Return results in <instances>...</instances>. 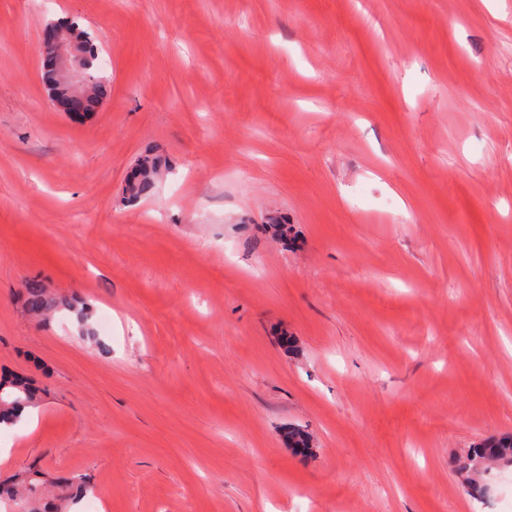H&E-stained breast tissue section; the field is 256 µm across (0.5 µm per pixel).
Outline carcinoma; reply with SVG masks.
I'll use <instances>...</instances> for the list:
<instances>
[{"mask_svg":"<svg viewBox=\"0 0 512 512\" xmlns=\"http://www.w3.org/2000/svg\"><path fill=\"white\" fill-rule=\"evenodd\" d=\"M52 39L43 42L41 53L42 78L46 90L54 92L56 98L65 97L70 101L71 112H92L107 93L108 78L99 65H91L85 73V80L90 86V93L69 92V85L62 79L57 56V44L71 41L94 40L90 30L82 25L76 18L55 21ZM158 174V165L155 161L143 159L133 177L128 181L125 189V198L129 202L138 201L149 192ZM24 305L34 316L43 315L51 306L47 290L38 280L26 283L24 292ZM40 398V389L35 382L20 375H5L0 377V425L11 426L20 418L22 409L36 406ZM288 442L299 452H307L310 448L309 436L300 428H288ZM495 461L499 464L512 463V436H504L485 443L474 450L473 454L462 463L461 469L478 474L486 462ZM46 484L44 472L35 465H31L16 474L0 479V500L26 495L30 502L29 512H64L67 505L79 498L87 491V485L77 477L61 482L56 495V506L47 509V504L41 501L42 494L39 489Z\"/></svg>","mask_w":512,"mask_h":512,"instance_id":"cac0c4a2","label":"carcinoma"}]
</instances>
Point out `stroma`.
Instances as JSON below:
<instances>
[{
    "label": "stroma",
    "instance_id": "obj_1",
    "mask_svg": "<svg viewBox=\"0 0 512 512\" xmlns=\"http://www.w3.org/2000/svg\"><path fill=\"white\" fill-rule=\"evenodd\" d=\"M62 16L109 79L79 121L41 77ZM33 278L92 325L34 320ZM1 373L42 398L0 476L82 478L71 512H484L512 466L457 464L512 433V0H0ZM158 174V165L155 161L144 158L136 173L128 181L125 189V198L128 202H136L149 192Z\"/></svg>",
    "mask_w": 512,
    "mask_h": 512
}]
</instances>
